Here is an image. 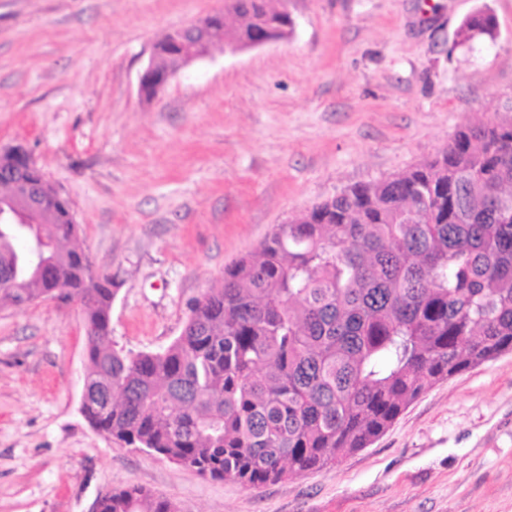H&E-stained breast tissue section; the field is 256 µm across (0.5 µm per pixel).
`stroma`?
Wrapping results in <instances>:
<instances>
[{"label": "stroma", "instance_id": "1", "mask_svg": "<svg viewBox=\"0 0 512 512\" xmlns=\"http://www.w3.org/2000/svg\"><path fill=\"white\" fill-rule=\"evenodd\" d=\"M224 0H0V149L23 145L115 276L110 340L157 352L274 227L403 172L512 101V0H288L291 35L139 76ZM494 37L455 46L478 10ZM84 315L0 306V512H93L137 485L179 512H512V351L437 383L373 445L259 487L121 448L80 411Z\"/></svg>", "mask_w": 512, "mask_h": 512}]
</instances>
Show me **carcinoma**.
Returning a JSON list of instances; mask_svg holds the SVG:
<instances>
[{
    "label": "carcinoma",
    "mask_w": 512,
    "mask_h": 512,
    "mask_svg": "<svg viewBox=\"0 0 512 512\" xmlns=\"http://www.w3.org/2000/svg\"><path fill=\"white\" fill-rule=\"evenodd\" d=\"M269 0H224V46L282 39ZM477 11L454 45L494 38ZM36 224H0V301L81 303L96 397L87 422L122 448L244 486L333 466L436 383L512 350V117L467 125L407 171L279 224L224 270L160 352L109 343L114 277L69 243L71 204L43 181ZM99 512H177L139 486Z\"/></svg>",
    "instance_id": "obj_1"
}]
</instances>
